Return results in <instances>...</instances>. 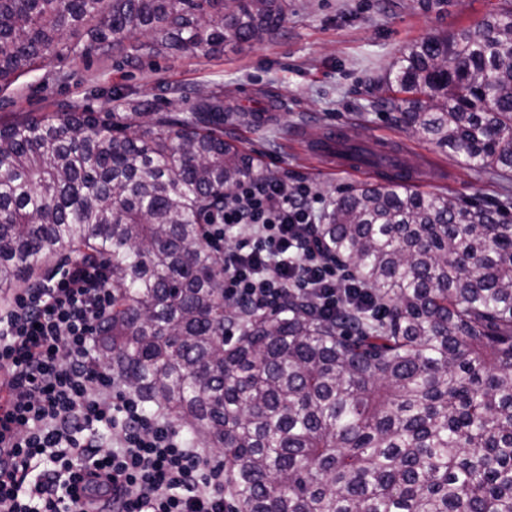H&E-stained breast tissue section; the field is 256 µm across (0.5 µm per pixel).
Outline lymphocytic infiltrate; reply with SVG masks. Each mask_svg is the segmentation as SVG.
<instances>
[{"label": "lymphocytic infiltrate", "instance_id": "obj_1", "mask_svg": "<svg viewBox=\"0 0 512 512\" xmlns=\"http://www.w3.org/2000/svg\"><path fill=\"white\" fill-rule=\"evenodd\" d=\"M321 216L302 181L226 194L206 219L225 300L263 310L299 294L329 317L365 304L362 283L324 253ZM111 311L110 266L83 256L0 298V512H227L223 457L116 389L96 355Z\"/></svg>", "mask_w": 512, "mask_h": 512}]
</instances>
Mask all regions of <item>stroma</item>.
<instances>
[{"label": "stroma", "mask_w": 512, "mask_h": 512, "mask_svg": "<svg viewBox=\"0 0 512 512\" xmlns=\"http://www.w3.org/2000/svg\"><path fill=\"white\" fill-rule=\"evenodd\" d=\"M500 0H291L288 22L261 43L225 42L221 51L151 56L130 63L97 51L58 56L0 90V123L70 104L99 110L109 92L134 103L187 112L198 96L223 99L241 113L224 138L258 160L265 175L307 181L324 203L346 189L379 182L372 167L327 166L309 144L341 127L354 143L383 148L419 174L424 192L498 207L512 183L474 171L428 141L408 133L396 111L381 103L376 78L401 53L436 33H453L494 12Z\"/></svg>", "instance_id": "stroma-1"}]
</instances>
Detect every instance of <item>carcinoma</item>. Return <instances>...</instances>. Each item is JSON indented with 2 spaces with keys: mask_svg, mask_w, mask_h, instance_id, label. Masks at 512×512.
I'll return each instance as SVG.
<instances>
[{
  "mask_svg": "<svg viewBox=\"0 0 512 512\" xmlns=\"http://www.w3.org/2000/svg\"><path fill=\"white\" fill-rule=\"evenodd\" d=\"M288 0H0V88L60 54L128 61L262 42ZM83 32L87 43L70 35ZM400 121L512 180V0L413 44L383 79ZM382 179L322 216L370 309L322 317L292 295L224 300L204 215L262 176L224 140V103L186 114L70 106L0 124V292L64 252L112 265L96 348L146 407L224 456L228 512H512V224L501 209ZM236 328L238 336L230 335Z\"/></svg>",
  "mask_w": 512,
  "mask_h": 512,
  "instance_id": "obj_1",
  "label": "carcinoma"
}]
</instances>
